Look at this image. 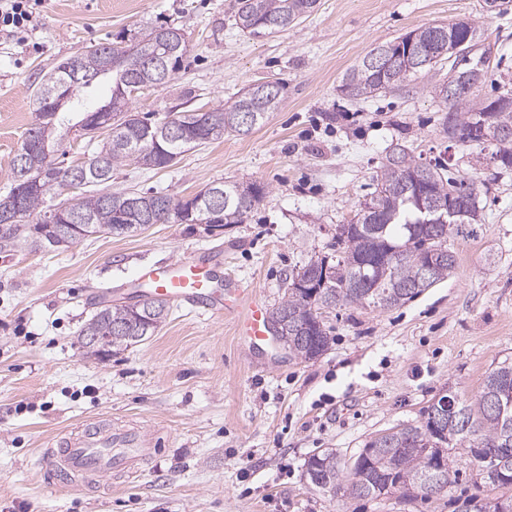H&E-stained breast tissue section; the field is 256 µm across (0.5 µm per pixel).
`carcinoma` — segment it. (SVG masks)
Segmentation results:
<instances>
[{"instance_id": "1", "label": "carcinoma", "mask_w": 512, "mask_h": 512, "mask_svg": "<svg viewBox=\"0 0 512 512\" xmlns=\"http://www.w3.org/2000/svg\"><path fill=\"white\" fill-rule=\"evenodd\" d=\"M317 0H238L234 15L236 27L244 34L259 37L286 29L311 13ZM177 33L171 46L159 38V30ZM142 24L129 30L128 48H117L121 41L101 42L86 47L75 56L85 72L112 81L102 108L116 121L107 136L94 133L84 137L86 160L73 165L83 173V187L75 209L81 215V229L92 236L100 233L134 235L140 226L161 224L171 219L180 224H203L210 233L230 224H240L264 195L256 184L225 182L212 185L223 191L224 207L209 212L204 192L191 197H173L134 191L112 192L100 186L112 181V172L129 163L148 169L175 165L181 155L202 144L236 133L248 135L269 112L278 108L280 94L266 89L267 83L249 85L236 96L205 110L184 106L153 121L132 111L131 104L140 93L133 85L149 89L173 80L188 52L182 29ZM476 44L478 29L466 21L451 25H425L403 36L419 48L427 63L413 57L398 59L382 70H372L367 53L343 76L340 88L354 99H368L385 90L399 87L423 71L434 69L450 57L448 46L460 37ZM72 58L58 62L35 93L36 119L26 130L19 152L8 163L9 189L0 195V204L14 191L25 187L18 202L14 229L0 234V253L56 251L70 247L79 236L60 237L56 225L73 224L71 213L52 203L56 190L55 172L46 156L61 145V113L57 107L59 90L70 82L68 68ZM487 57L475 63L467 54L456 57L448 69V82L460 81L476 72L488 73ZM491 122L481 131L480 106L472 103L469 92L462 91L449 103L448 140L471 143L490 149V159L498 170H512V95L495 98ZM159 143L168 155L163 161L154 151ZM421 178L427 189L422 196L410 185ZM485 183L473 177L456 179L446 167L427 164L404 147L391 150L375 177L374 191L360 201L354 218L336 228V254L318 257L296 268L288 278L282 300L269 313L270 325H280L283 345L288 354L310 361L321 356L330 341L322 310L337 306L389 309L401 306L423 292V286H435L450 276L457 265L452 253L439 261L433 248H448V238L471 224L482 221L479 206ZM464 200L460 215L448 217L443 209L431 215L425 224L422 209L430 201L448 203ZM169 302L147 298L134 305L106 303L81 328L82 347L92 355L110 354L126 349L152 336L166 321ZM99 336L97 345L90 337ZM469 443V450L480 470L494 485L512 487V363H502L486 376L474 402L458 401L454 415L441 425L427 411L419 425H398L368 441L351 462L337 459L333 452L314 454L305 463L311 484L333 497L380 498L398 494L406 500H428L433 488L446 486L455 478L448 457L451 443ZM459 512H512V495L484 502L470 497Z\"/></svg>"}]
</instances>
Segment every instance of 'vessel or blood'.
<instances>
[{"instance_id": "obj_1", "label": "vessel or blood", "mask_w": 512, "mask_h": 512, "mask_svg": "<svg viewBox=\"0 0 512 512\" xmlns=\"http://www.w3.org/2000/svg\"><path fill=\"white\" fill-rule=\"evenodd\" d=\"M129 284L141 298H164L218 318L233 317L238 336L250 343L269 339L265 306L254 288L225 275L223 251L142 267ZM161 440L158 429L99 419L49 437L43 444L41 466L48 478L81 491L115 475L134 476Z\"/></svg>"}]
</instances>
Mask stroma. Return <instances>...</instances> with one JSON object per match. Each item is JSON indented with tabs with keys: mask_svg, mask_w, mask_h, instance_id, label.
<instances>
[{
	"mask_svg": "<svg viewBox=\"0 0 512 512\" xmlns=\"http://www.w3.org/2000/svg\"><path fill=\"white\" fill-rule=\"evenodd\" d=\"M237 0H46L22 38L0 37V192L7 165L35 120L45 74L86 46L141 21L181 27L190 51L165 86L135 111L160 119L191 94L214 105L257 82H280L278 108L245 136L195 147L177 165L136 164L112 173L119 192L187 197L232 180L264 187L244 223L217 235L200 224H154L134 236L102 235L66 250L0 254V512H455L470 496L495 498L469 450L449 452L456 479L428 501L334 498L310 483L308 458L347 462L376 434L419 424L438 394L474 400L486 375L512 362V172L487 151L452 144L433 85L412 79L366 100L340 91L373 47L422 25L472 21L492 48L475 101L512 92V0H318L284 32L253 37L233 24ZM480 177L483 221L449 239L447 280L392 309L339 307L325 322L331 343L316 360L278 342L248 347L233 318L171 305L153 336L98 358L78 334L97 302L123 301L143 266L211 249L224 269L268 307L292 269L333 253L390 150ZM164 430L165 445L132 478L85 494L50 483L38 462L45 439L97 416Z\"/></svg>",
	"mask_w": 512,
	"mask_h": 512,
	"instance_id": "obj_1",
	"label": "stroma"
}]
</instances>
